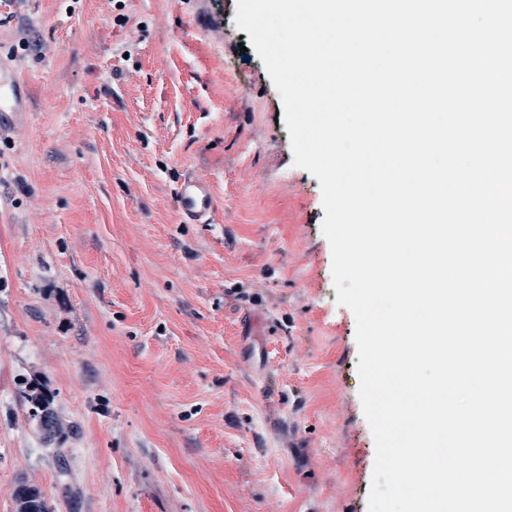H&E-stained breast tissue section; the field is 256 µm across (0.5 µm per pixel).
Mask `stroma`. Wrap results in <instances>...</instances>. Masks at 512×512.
I'll return each instance as SVG.
<instances>
[{
  "mask_svg": "<svg viewBox=\"0 0 512 512\" xmlns=\"http://www.w3.org/2000/svg\"><path fill=\"white\" fill-rule=\"evenodd\" d=\"M236 11L0 0L28 88L0 132V512L23 480L50 512H368L376 445L320 182ZM26 36L41 57H16ZM188 172L210 223L175 208ZM178 212L188 224H207L215 210L211 183L197 175H187L176 192ZM29 398L36 409V416L44 434L47 437H53L59 433L61 430L60 422L51 408L53 399L42 393L31 395Z\"/></svg>",
  "mask_w": 512,
  "mask_h": 512,
  "instance_id": "1",
  "label": "stroma"
}]
</instances>
